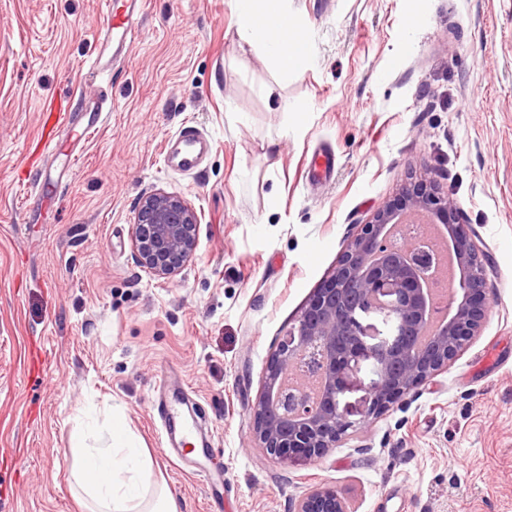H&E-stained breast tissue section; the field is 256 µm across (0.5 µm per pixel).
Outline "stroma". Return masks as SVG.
Instances as JSON below:
<instances>
[{
	"mask_svg": "<svg viewBox=\"0 0 512 512\" xmlns=\"http://www.w3.org/2000/svg\"><path fill=\"white\" fill-rule=\"evenodd\" d=\"M314 64L282 79L237 36L235 0H144L126 63L83 85L98 0H0V512H83L69 454L121 414L178 512H293L321 485L352 512H512V0H288ZM110 115L72 181L31 193L43 108ZM192 126L213 149L167 167ZM333 178L307 184L313 150ZM485 244L489 312L431 384L325 457L271 459L252 409L277 336L410 175ZM186 199L192 261L138 264L142 197ZM187 385L202 442H161V370Z\"/></svg>",
	"mask_w": 512,
	"mask_h": 512,
	"instance_id": "35a3bbf8",
	"label": "stroma"
}]
</instances>
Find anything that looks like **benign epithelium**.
Instances as JSON below:
<instances>
[{
    "mask_svg": "<svg viewBox=\"0 0 512 512\" xmlns=\"http://www.w3.org/2000/svg\"><path fill=\"white\" fill-rule=\"evenodd\" d=\"M451 198L431 181L410 180L397 198L380 206L339 257L336 268L311 296L296 323L280 336L266 364L253 408V440L275 460L322 458L357 422L346 405L349 374L362 364L374 375L363 418L382 415L404 395L448 369L480 335L488 312L483 249L464 228L452 253L463 271L446 320L427 341L422 329L435 310L429 272L434 255L420 244L391 235L408 215L447 219ZM198 215L184 198L164 192L143 197L133 224L132 245L140 267L170 280L191 260ZM387 326L368 334L371 318ZM294 512H350L330 486H320Z\"/></svg>",
    "mask_w": 512,
    "mask_h": 512,
    "instance_id": "benign-epithelium-1",
    "label": "benign epithelium"
}]
</instances>
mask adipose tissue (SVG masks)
<instances>
[{
  "mask_svg": "<svg viewBox=\"0 0 512 512\" xmlns=\"http://www.w3.org/2000/svg\"><path fill=\"white\" fill-rule=\"evenodd\" d=\"M239 38L276 64L281 76L298 75L312 62L313 45L298 30L277 28L288 0H236ZM72 469L90 512H177L173 497L151 483L153 460L139 448L122 416H114L105 446L88 448L75 435Z\"/></svg>",
  "mask_w": 512,
  "mask_h": 512,
  "instance_id": "ef3b65f1",
  "label": "adipose tissue"
}]
</instances>
